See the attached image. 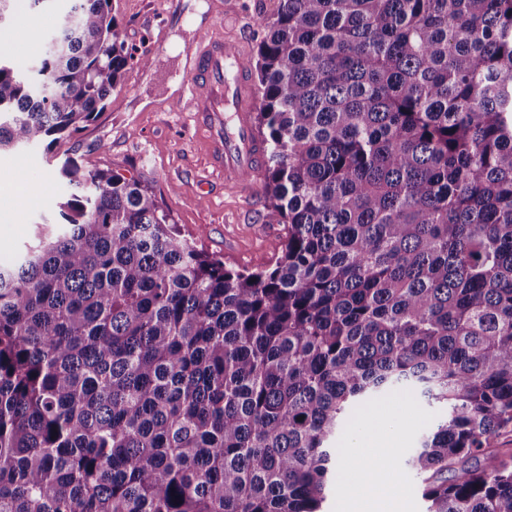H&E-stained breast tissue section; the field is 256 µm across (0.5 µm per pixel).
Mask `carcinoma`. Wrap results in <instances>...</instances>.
<instances>
[{
  "instance_id": "carcinoma-1",
  "label": "carcinoma",
  "mask_w": 512,
  "mask_h": 512,
  "mask_svg": "<svg viewBox=\"0 0 512 512\" xmlns=\"http://www.w3.org/2000/svg\"><path fill=\"white\" fill-rule=\"evenodd\" d=\"M70 2L35 65L0 61V154L158 64L110 0ZM261 25L281 256L229 267L140 179L65 159L61 221L0 266V512H322L337 434L404 394L447 409L405 461L427 512H512V0Z\"/></svg>"
}]
</instances>
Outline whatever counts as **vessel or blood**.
<instances>
[{
  "instance_id": "obj_1",
  "label": "vessel or blood",
  "mask_w": 512,
  "mask_h": 512,
  "mask_svg": "<svg viewBox=\"0 0 512 512\" xmlns=\"http://www.w3.org/2000/svg\"><path fill=\"white\" fill-rule=\"evenodd\" d=\"M184 68L199 89L191 106L197 125L208 135L214 167L236 181L244 197H251L255 186L242 175L263 167L266 150L251 126L255 97L241 50L203 37L186 53Z\"/></svg>"
}]
</instances>
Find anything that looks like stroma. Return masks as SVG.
Returning <instances> with one entry per match:
<instances>
[{
	"label": "stroma",
	"instance_id": "35a3bbf8",
	"mask_svg": "<svg viewBox=\"0 0 512 512\" xmlns=\"http://www.w3.org/2000/svg\"><path fill=\"white\" fill-rule=\"evenodd\" d=\"M277 5L278 0H110L129 50L151 52L161 64L131 65L102 114L52 149L0 154V265L16 258L47 217L46 201L63 191L56 167L68 157L88 171L117 169L148 182L182 232L198 247L222 256L226 265L274 264L285 230L267 218L263 175H251L257 191L246 199L213 168L205 135L180 105L190 87L183 59L170 57L169 50L174 38L189 46L211 34L236 44L246 60H253L265 35L261 21ZM63 7L62 0L34 9L29 0H14L9 18L0 24V55L19 66L35 60ZM442 414L436 405L409 399L400 407L389 397L367 408L352 432L336 438L337 489L327 498L326 512H345L353 477L348 461L376 420L394 437L399 460L390 470L382 512H426L420 479L404 460Z\"/></svg>",
	"mask_w": 512,
	"mask_h": 512
}]
</instances>
